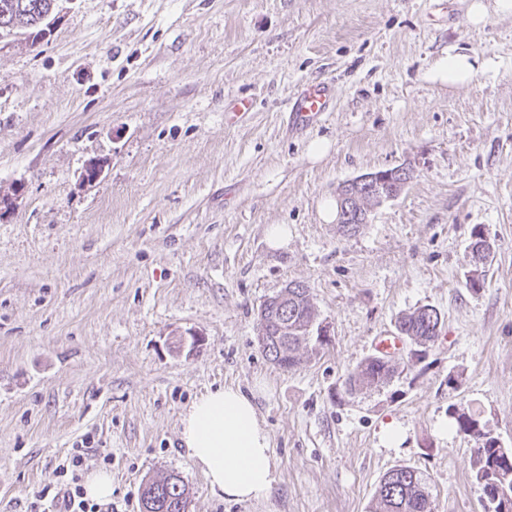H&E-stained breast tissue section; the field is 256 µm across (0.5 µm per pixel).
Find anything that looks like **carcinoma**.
Here are the masks:
<instances>
[{
	"label": "carcinoma",
	"instance_id": "cac0c4a2",
	"mask_svg": "<svg viewBox=\"0 0 512 512\" xmlns=\"http://www.w3.org/2000/svg\"><path fill=\"white\" fill-rule=\"evenodd\" d=\"M50 0H0V34L24 30L37 39L42 36L41 18L48 12ZM492 245L477 233L469 247L468 261L474 266L465 287L480 288L477 267L488 262ZM290 297L268 314L272 332L267 336L265 356L285 370L298 366L301 346L314 344L318 349L326 345L320 336L313 335L315 310L306 288H292ZM436 309L422 306L402 317L396 324L400 335L415 345L427 349L440 337L442 321L432 317ZM395 375L394 365L375 356L366 358L346 380V392L354 393L363 386H380ZM448 412L455 420L457 430L474 438L477 447L471 457V473L481 486L484 498L490 500L502 490L509 496L500 498L512 512V448L500 444L498 438L480 428L479 421L465 409L452 404ZM189 500V490L177 474L152 479L140 486L139 505L144 512H181L180 504ZM370 512H433L432 501L417 471L409 466H397L382 477Z\"/></svg>",
	"mask_w": 512,
	"mask_h": 512
}]
</instances>
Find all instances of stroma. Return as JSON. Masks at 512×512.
I'll list each match as a JSON object with an SVG mask.
<instances>
[{
	"instance_id": "obj_1",
	"label": "stroma",
	"mask_w": 512,
	"mask_h": 512,
	"mask_svg": "<svg viewBox=\"0 0 512 512\" xmlns=\"http://www.w3.org/2000/svg\"><path fill=\"white\" fill-rule=\"evenodd\" d=\"M469 4L61 0L45 37L0 39V512H32L78 450L80 479L112 475L103 512H139L141 483L170 472L190 512H368L400 465L434 512H484L448 407L512 448V15L475 28ZM451 47L494 65L427 80ZM322 79L332 112L291 132L290 96ZM239 97L252 112L225 122ZM398 165L412 181L356 235L323 219L345 182ZM477 230L493 259L473 291ZM292 281L331 340L285 371L257 311ZM426 305L442 319L426 355L404 344L390 384L345 394ZM220 386L269 434L266 499L213 494L181 445L182 414Z\"/></svg>"
}]
</instances>
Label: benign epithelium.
<instances>
[{
    "label": "benign epithelium",
    "mask_w": 512,
    "mask_h": 512,
    "mask_svg": "<svg viewBox=\"0 0 512 512\" xmlns=\"http://www.w3.org/2000/svg\"><path fill=\"white\" fill-rule=\"evenodd\" d=\"M412 178V169L401 165L393 170L369 172L345 182L338 192L337 223L352 224L356 219H368L375 206L399 196ZM384 183L393 185V192L387 196L378 191Z\"/></svg>",
    "instance_id": "benign-epithelium-1"
}]
</instances>
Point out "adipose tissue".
Masks as SVG:
<instances>
[{"mask_svg": "<svg viewBox=\"0 0 512 512\" xmlns=\"http://www.w3.org/2000/svg\"><path fill=\"white\" fill-rule=\"evenodd\" d=\"M485 66L479 56L449 51L434 62L430 77L459 86ZM180 439L213 493L236 501L269 493L274 482L269 436L251 397L240 389L218 388L196 399L182 417Z\"/></svg>", "mask_w": 512, "mask_h": 512, "instance_id": "ef3b65f1", "label": "adipose tissue"}]
</instances>
